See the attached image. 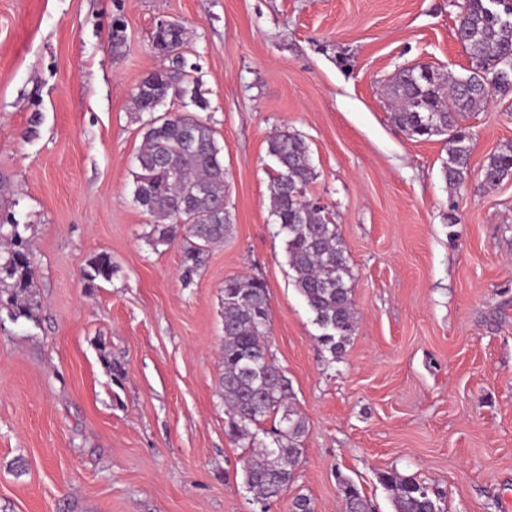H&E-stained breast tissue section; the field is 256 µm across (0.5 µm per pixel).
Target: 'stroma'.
I'll list each match as a JSON object with an SVG mask.
<instances>
[{
	"mask_svg": "<svg viewBox=\"0 0 512 512\" xmlns=\"http://www.w3.org/2000/svg\"><path fill=\"white\" fill-rule=\"evenodd\" d=\"M464 0H0V209L27 225L32 320L0 324V512H344L338 476L393 512L381 472L424 480L441 512H512V92L461 124L471 176L449 193L444 137L392 120L406 65L464 73ZM183 26L207 103L167 102L223 146L231 231L192 283L131 201L136 86ZM300 134L353 269L341 359L317 338L270 203L273 134ZM456 224H449V215ZM111 281L87 288L89 260ZM268 288L271 351L308 430L296 480L262 506L225 432L224 281ZM111 352L123 377L99 361ZM481 175L487 187H495L504 180L512 179V145H506L493 153L484 165ZM89 271L86 273L87 285L93 288L96 281H110L114 272L112 267V257L106 253L101 252L94 255L89 261Z\"/></svg>",
	"mask_w": 512,
	"mask_h": 512,
	"instance_id": "stroma-1",
	"label": "stroma"
}]
</instances>
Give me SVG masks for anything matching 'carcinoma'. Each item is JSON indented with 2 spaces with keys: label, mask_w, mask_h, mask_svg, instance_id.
Returning a JSON list of instances; mask_svg holds the SVG:
<instances>
[{
  "label": "carcinoma",
  "mask_w": 512,
  "mask_h": 512,
  "mask_svg": "<svg viewBox=\"0 0 512 512\" xmlns=\"http://www.w3.org/2000/svg\"><path fill=\"white\" fill-rule=\"evenodd\" d=\"M494 14L487 0H465L458 37L470 59L467 74L441 73L427 66L396 73L389 85L395 124L414 138L446 137L448 159L443 175L456 191L471 174L472 134L458 117L485 105L493 93L512 91V0H503ZM176 66L150 73L136 87L133 112L148 115L142 123L143 146L136 156L133 203L154 219L153 244L183 243L181 279L189 284L202 269L210 250L224 242L231 230L224 206L226 173L224 147L214 130L186 113L155 115L156 107L174 98L179 85L188 83L184 59L178 51ZM193 131V150L185 132ZM269 153L279 164L271 184L272 215L284 236L294 284L322 330L318 342L333 358L340 357L356 328L352 300L354 280L349 259L325 208L308 204L307 187L316 179L309 147L298 134H278L269 140ZM481 175L487 187L512 179V145L493 153ZM0 310L17 321L33 318L35 267L20 225L11 214L0 218ZM112 257L101 252L89 261L86 281L112 280ZM270 302L264 281L229 277L224 280V375L221 380L228 436L249 449L243 460L244 483L256 501L267 504L279 497L296 478L307 432L305 416L295 404L291 380L272 358ZM272 419L267 431L262 424ZM269 434L266 443L259 433ZM394 512H439L424 481L396 471L381 474ZM345 512H370L357 485L339 477Z\"/></svg>",
  "instance_id": "1"
}]
</instances>
